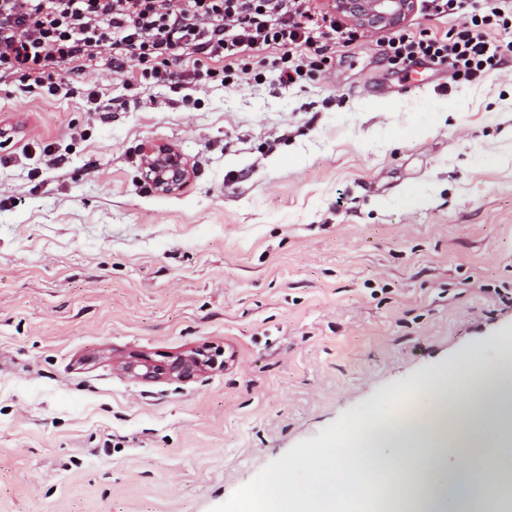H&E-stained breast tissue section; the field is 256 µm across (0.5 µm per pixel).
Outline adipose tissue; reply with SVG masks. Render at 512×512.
Returning <instances> with one entry per match:
<instances>
[{"mask_svg": "<svg viewBox=\"0 0 512 512\" xmlns=\"http://www.w3.org/2000/svg\"><path fill=\"white\" fill-rule=\"evenodd\" d=\"M428 388L437 407L414 425L358 424L366 436L362 456L342 443L323 450L319 477L306 490L312 512H330L337 488L361 490L397 463L417 475L405 489L410 512H512V366L489 373L474 365ZM452 457L470 460L471 468H449ZM493 466L503 482L488 480ZM287 494L288 475L276 470L250 487L233 512H280Z\"/></svg>", "mask_w": 512, "mask_h": 512, "instance_id": "ef3b65f1", "label": "adipose tissue"}]
</instances>
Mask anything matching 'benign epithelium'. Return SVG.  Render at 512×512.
<instances>
[{"label": "benign epithelium", "instance_id": "obj_1", "mask_svg": "<svg viewBox=\"0 0 512 512\" xmlns=\"http://www.w3.org/2000/svg\"><path fill=\"white\" fill-rule=\"evenodd\" d=\"M415 7V0H336V10L348 15L360 30L390 31L401 26ZM142 175L159 193H171L182 186L190 174L184 155L175 147L151 143L142 153ZM117 369L146 380L184 381L216 366L207 349H192L154 359L132 354L115 361Z\"/></svg>", "mask_w": 512, "mask_h": 512}]
</instances>
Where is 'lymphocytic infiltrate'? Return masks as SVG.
<instances>
[{
    "mask_svg": "<svg viewBox=\"0 0 512 512\" xmlns=\"http://www.w3.org/2000/svg\"><path fill=\"white\" fill-rule=\"evenodd\" d=\"M428 15L453 17L445 34L399 28L380 36L400 69L415 60L451 65L454 80L482 82L512 60V0H419ZM335 6L318 0H0V82L56 95L63 76L103 59L130 84H163L169 65L191 63L196 84L246 77L255 65L298 86L327 63L324 44L357 40Z\"/></svg>",
    "mask_w": 512,
    "mask_h": 512,
    "instance_id": "f902f5d3",
    "label": "lymphocytic infiltrate"
}]
</instances>
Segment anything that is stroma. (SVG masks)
Returning <instances> with one entry per match:
<instances>
[{"label":"stroma","mask_w":512,"mask_h":512,"mask_svg":"<svg viewBox=\"0 0 512 512\" xmlns=\"http://www.w3.org/2000/svg\"><path fill=\"white\" fill-rule=\"evenodd\" d=\"M329 58L302 88L101 62L56 97L0 86V512H231L276 469L309 512L351 424L512 366V61L471 84L421 59L404 93L375 39ZM155 142L192 169L175 194L142 178ZM205 346L234 359L113 366ZM212 353L204 348L165 356L162 360L132 354L115 361L117 369L146 380L184 381L216 366Z\"/></svg>","instance_id":"stroma-1"}]
</instances>
